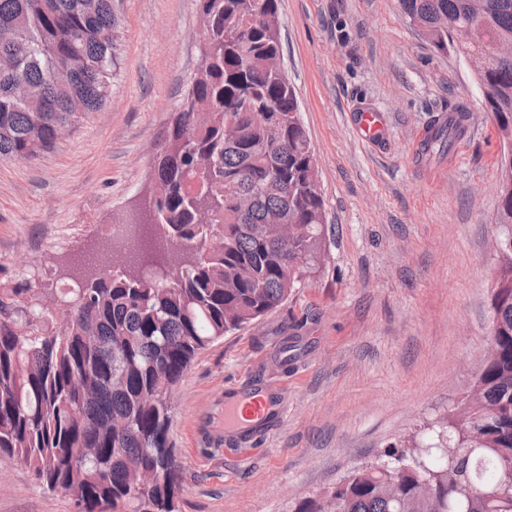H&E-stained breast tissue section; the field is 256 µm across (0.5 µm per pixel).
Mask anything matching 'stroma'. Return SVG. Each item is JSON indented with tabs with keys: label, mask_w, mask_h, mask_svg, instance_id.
I'll return each instance as SVG.
<instances>
[{
	"label": "stroma",
	"mask_w": 512,
	"mask_h": 512,
	"mask_svg": "<svg viewBox=\"0 0 512 512\" xmlns=\"http://www.w3.org/2000/svg\"><path fill=\"white\" fill-rule=\"evenodd\" d=\"M120 68L105 106L38 160H0V277L63 315L64 266L125 219L199 63L196 0H116ZM283 65L317 156L326 251L280 307L203 351L172 397L180 512H291L390 446L434 442L488 348L501 142L459 55L436 50L399 0H280ZM463 107L448 153L422 143ZM377 113L383 135L359 133ZM296 337L300 354L273 361ZM282 395L283 419L224 430V393ZM0 512H77L17 462Z\"/></svg>",
	"instance_id": "1"
}]
</instances>
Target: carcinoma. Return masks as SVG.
<instances>
[{"mask_svg": "<svg viewBox=\"0 0 512 512\" xmlns=\"http://www.w3.org/2000/svg\"><path fill=\"white\" fill-rule=\"evenodd\" d=\"M205 50L152 166L150 220L112 239L111 266L74 273L63 322L23 283L0 282V462H20L78 512H178L180 466L169 438L173 392L195 358L280 306L316 272L325 201L296 93L273 60L280 29L257 22L280 0H197ZM404 18L472 65L482 109L512 147V0H400ZM480 10L471 41L442 22ZM0 160L36 159L79 116L103 107L117 63L115 0H0ZM69 69L66 79L56 73ZM22 83L29 96L20 100ZM265 110L259 118L256 110ZM466 109L434 117L423 151H444ZM235 126L227 139L224 126ZM498 261L491 351L437 443L394 448L293 512H512V151L499 159ZM213 214L210 224L201 212ZM282 224L295 235L280 237ZM148 474L135 488L129 465ZM427 482L431 496L418 500Z\"/></svg>", "mask_w": 512, "mask_h": 512, "instance_id": "cac0c4a2", "label": "carcinoma"}]
</instances>
